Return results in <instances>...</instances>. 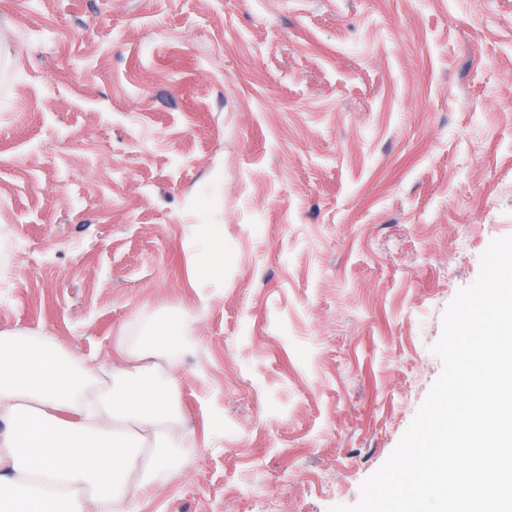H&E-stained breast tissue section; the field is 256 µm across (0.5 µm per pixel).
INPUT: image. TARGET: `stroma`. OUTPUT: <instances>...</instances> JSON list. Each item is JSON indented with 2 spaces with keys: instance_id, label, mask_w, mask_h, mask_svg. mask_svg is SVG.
Masks as SVG:
<instances>
[{
  "instance_id": "35a3bbf8",
  "label": "stroma",
  "mask_w": 512,
  "mask_h": 512,
  "mask_svg": "<svg viewBox=\"0 0 512 512\" xmlns=\"http://www.w3.org/2000/svg\"><path fill=\"white\" fill-rule=\"evenodd\" d=\"M509 235L512 0H0V330L198 338L141 512L355 504ZM213 242L215 245H205L203 247L205 261L202 266L201 274L206 279L218 277L224 272L223 241L213 238Z\"/></svg>"
}]
</instances>
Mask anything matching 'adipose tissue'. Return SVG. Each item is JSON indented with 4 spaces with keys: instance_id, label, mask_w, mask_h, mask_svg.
Wrapping results in <instances>:
<instances>
[{
    "instance_id": "ef3b65f1",
    "label": "adipose tissue",
    "mask_w": 512,
    "mask_h": 512,
    "mask_svg": "<svg viewBox=\"0 0 512 512\" xmlns=\"http://www.w3.org/2000/svg\"><path fill=\"white\" fill-rule=\"evenodd\" d=\"M185 342L169 321L87 364L50 336L0 330V512H140L180 461L178 383L162 361Z\"/></svg>"
}]
</instances>
